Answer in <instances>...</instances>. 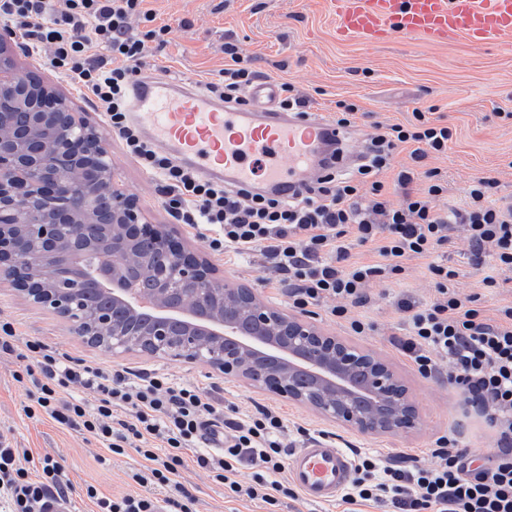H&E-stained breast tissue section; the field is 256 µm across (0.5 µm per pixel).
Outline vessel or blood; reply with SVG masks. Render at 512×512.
<instances>
[{
  "mask_svg": "<svg viewBox=\"0 0 512 512\" xmlns=\"http://www.w3.org/2000/svg\"><path fill=\"white\" fill-rule=\"evenodd\" d=\"M339 39L379 44L416 36L442 44L463 36L477 45L512 38V0H330ZM275 81L253 86L244 105L186 87L168 76L139 78L129 120L160 150L191 163L203 178L252 187L262 172L264 190L288 197L322 174L316 148L335 140L324 120H298L276 110ZM354 462L329 440L295 449L288 477L310 502L336 500L349 484Z\"/></svg>",
  "mask_w": 512,
  "mask_h": 512,
  "instance_id": "1",
  "label": "vessel or blood"
}]
</instances>
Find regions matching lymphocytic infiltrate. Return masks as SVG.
<instances>
[{"label": "lymphocytic infiltrate", "instance_id": "obj_1", "mask_svg": "<svg viewBox=\"0 0 512 512\" xmlns=\"http://www.w3.org/2000/svg\"><path fill=\"white\" fill-rule=\"evenodd\" d=\"M142 3L62 0L56 7L51 0H0V23L29 43L49 47L53 67L88 90L126 153L164 183L166 206L179 223L211 231L212 250L225 258L260 252L287 285L291 307H325L350 332L364 334L368 323L352 311L370 302V285L400 279L410 258H429L436 295L426 303L398 299L406 328L393 344L422 378L447 373L449 388L495 431V450L451 452L442 437L428 466L404 453L385 463L364 455L343 499L370 501L389 512H512V305L488 316L481 294L460 296L458 269L435 258L459 224L469 265L488 269L485 287H498L499 273L512 272V206L498 205L497 180L473 178L459 203L437 208L448 181L425 161L447 152L452 131L419 110L408 124H374L352 173L328 170L291 198L206 181L158 150L128 119V91L146 47L165 43L171 32L156 25ZM134 16L142 31L131 27ZM224 53L230 62L209 90L243 101L257 74L234 44H225ZM403 146L410 147L413 165L397 175L402 199L394 205L380 175ZM373 242L380 245L379 261L351 262L352 247ZM2 354L20 363L13 378L25 391L27 418H50L114 455L132 448L146 460V467L132 473L138 493L109 498L87 488L96 512H195L197 497L179 480L190 454L236 496L274 506L292 494L280 480L291 453L280 409L263 405L247 419L228 418L221 403L199 387L166 374L133 377L61 360L41 339L17 335L7 320L0 321ZM77 388L92 391L93 399L74 396ZM218 429L224 436L220 448L208 439ZM18 456L11 442L0 439V500L8 512H47L49 502L71 501L72 486L59 466L41 461L24 467ZM244 466L252 470L246 484L234 478Z\"/></svg>", "mask_w": 512, "mask_h": 512}]
</instances>
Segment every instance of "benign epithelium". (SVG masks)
Returning <instances> with one entry per match:
<instances>
[{
  "instance_id": "1",
  "label": "benign epithelium",
  "mask_w": 512,
  "mask_h": 512,
  "mask_svg": "<svg viewBox=\"0 0 512 512\" xmlns=\"http://www.w3.org/2000/svg\"><path fill=\"white\" fill-rule=\"evenodd\" d=\"M12 33L0 30V126L24 114L19 134L0 139V288L70 323L87 343L123 355L149 352L204 361L219 375L306 405L364 435H399L419 418L407 387L382 359L300 315L263 302L229 281L218 288L209 263L163 225L144 221L137 200L113 181L99 132L65 99L15 72ZM101 189L112 215L104 261L79 257V225L90 222L77 192ZM158 243L152 265L158 292L147 298L123 273L121 259L139 238ZM94 281L126 312L83 307Z\"/></svg>"
}]
</instances>
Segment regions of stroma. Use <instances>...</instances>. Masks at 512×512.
Segmentation results:
<instances>
[{
    "label": "stroma",
    "instance_id": "stroma-1",
    "mask_svg": "<svg viewBox=\"0 0 512 512\" xmlns=\"http://www.w3.org/2000/svg\"><path fill=\"white\" fill-rule=\"evenodd\" d=\"M328 2L145 0L144 9L171 28L167 43L150 44L146 70L203 89L224 68L225 43H234L260 78L293 84L306 98L310 113L329 119L336 113L337 101L360 105L363 115L346 138V150L354 156L363 150L370 124H404L412 121L414 111H431L434 119L453 130L447 154L427 161L428 167L440 169L447 177L449 200L459 199L473 176L486 173L498 181L500 204H512V40L486 46L462 38L445 44H429L416 37L379 45L341 41ZM12 50L17 73L38 75L49 90L96 126L112 160L115 185L136 196L147 223L173 225L177 236L213 267L218 280L245 285L264 302L287 308L285 287L264 281L260 253L228 262L214 254L208 240L196 230L173 224L162 203L158 178L143 171L124 152L106 122L103 107L92 102L81 85L53 68L47 50L28 46L18 37ZM453 240L448 256L451 265L461 271L460 293H485L491 310L512 304L511 289L486 290L483 271L464 263L468 242L462 229L454 230ZM428 265V259H413L399 281L373 286L371 303L354 311L371 325L365 335L350 336L324 308H314L312 313L321 327L350 338L352 344L385 360L406 385L417 407L419 426L405 435H362L267 390L217 376L203 362L180 363L147 353L112 355L72 336L64 320L6 289L0 290V319L13 322L17 335L41 337L57 353L85 365L106 371L166 373L178 382L214 391L225 413L239 418L251 414L258 403L281 408L288 419L286 435L292 447H300L307 437L322 435L345 449L383 457L403 450L428 464L431 448L443 436H456L487 453L495 445L493 432L479 414L464 411L449 392L447 379H421L390 342L403 326L396 307L398 295L424 303L434 297ZM16 368V361L0 359V435L15 447L61 467L74 487L76 512H91L93 505L85 495L90 485L108 497L138 492L130 477L140 464L136 454L107 459L106 449L91 437L60 428L48 419L34 421L24 415V392L13 378ZM180 480L194 488L197 512H268L262 502L229 498L224 486L195 464H187Z\"/></svg>",
    "mask_w": 512,
    "mask_h": 512
}]
</instances>
